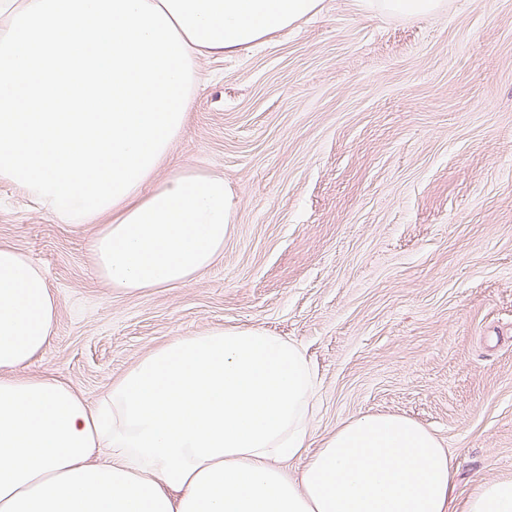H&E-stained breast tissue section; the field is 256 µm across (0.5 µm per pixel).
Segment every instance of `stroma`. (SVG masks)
Segmentation results:
<instances>
[{
    "instance_id": "35a3bbf8",
    "label": "stroma",
    "mask_w": 512,
    "mask_h": 512,
    "mask_svg": "<svg viewBox=\"0 0 512 512\" xmlns=\"http://www.w3.org/2000/svg\"><path fill=\"white\" fill-rule=\"evenodd\" d=\"M442 2L404 18L321 0L200 58L172 158L223 176L237 206L185 287L110 288L87 231L0 180V244L58 300L30 373L93 403L172 337L259 325L316 374L313 443L400 415L439 437L459 495L512 478V0Z\"/></svg>"
}]
</instances>
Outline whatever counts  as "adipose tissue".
<instances>
[{
	"label": "adipose tissue",
	"mask_w": 512,
	"mask_h": 512,
	"mask_svg": "<svg viewBox=\"0 0 512 512\" xmlns=\"http://www.w3.org/2000/svg\"><path fill=\"white\" fill-rule=\"evenodd\" d=\"M192 60L252 48L319 0H150ZM88 216L99 277L180 288L222 251L235 207L222 177L172 162ZM58 303L44 272L0 246V512H512V478L455 494L439 439L398 415H364L313 447L316 375L301 347L257 325L176 336L95 404L28 375Z\"/></svg>",
	"instance_id": "ef3b65f1"
}]
</instances>
